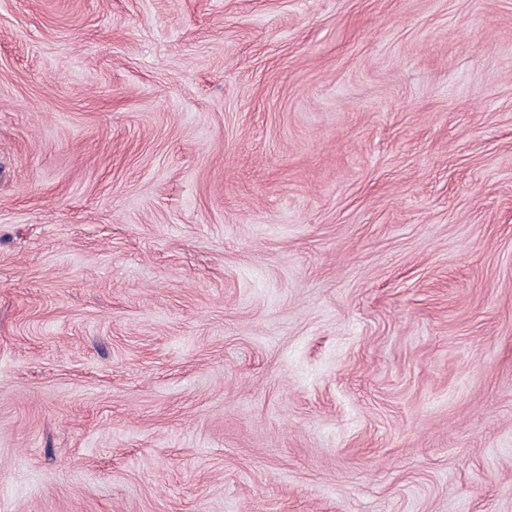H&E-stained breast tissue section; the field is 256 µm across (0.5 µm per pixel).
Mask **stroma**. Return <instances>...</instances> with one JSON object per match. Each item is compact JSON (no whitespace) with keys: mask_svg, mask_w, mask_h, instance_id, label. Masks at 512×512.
I'll use <instances>...</instances> for the list:
<instances>
[{"mask_svg":"<svg viewBox=\"0 0 512 512\" xmlns=\"http://www.w3.org/2000/svg\"><path fill=\"white\" fill-rule=\"evenodd\" d=\"M0 512H512V0H0Z\"/></svg>","mask_w":512,"mask_h":512,"instance_id":"stroma-1","label":"stroma"}]
</instances>
